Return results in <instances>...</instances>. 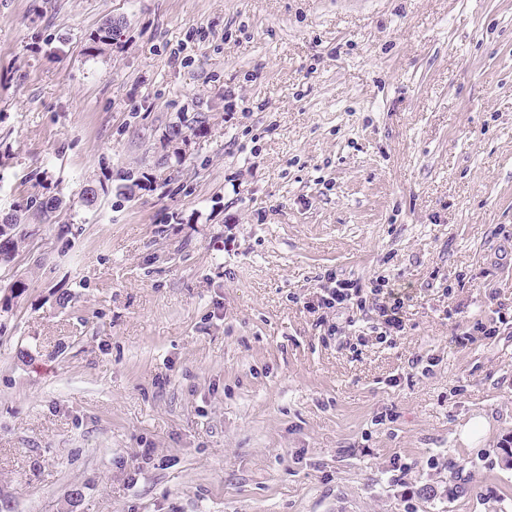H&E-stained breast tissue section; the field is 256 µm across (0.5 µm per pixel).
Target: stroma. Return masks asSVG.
<instances>
[{"mask_svg":"<svg viewBox=\"0 0 512 512\" xmlns=\"http://www.w3.org/2000/svg\"><path fill=\"white\" fill-rule=\"evenodd\" d=\"M51 196L0 512H512V325L455 341L512 314V0H0V216ZM329 275L403 332L328 336ZM334 286H322L314 292V299L308 302L307 307L313 313L322 311L320 324L327 323L329 313L336 312V322L328 324L327 332L329 336H336L342 346L354 348V338L359 342L362 336H353L352 327L356 322L351 317L343 315L356 308L364 316H372L373 312L377 317V325L369 327L371 333H377L379 336H391V332H401L404 330L402 320V309L404 308L405 294L398 289L392 288L389 281L385 279L372 280L368 285L360 281L337 280L330 281ZM367 287V288H365ZM367 302L371 303L368 305ZM371 306V307H370ZM381 320V322H380ZM380 322V323H378ZM382 325V327H379ZM378 330H381L378 332ZM503 310L502 307H498V309L492 311L497 317H491L486 321L477 320L473 323L471 329L468 332H465L463 336H457L456 342L458 345L464 347L469 343L473 342V336H495L499 333V329L501 325H508V321L506 320L505 314L501 312Z\"/></svg>","mask_w":512,"mask_h":512,"instance_id":"35a3bbf8","label":"stroma"}]
</instances>
